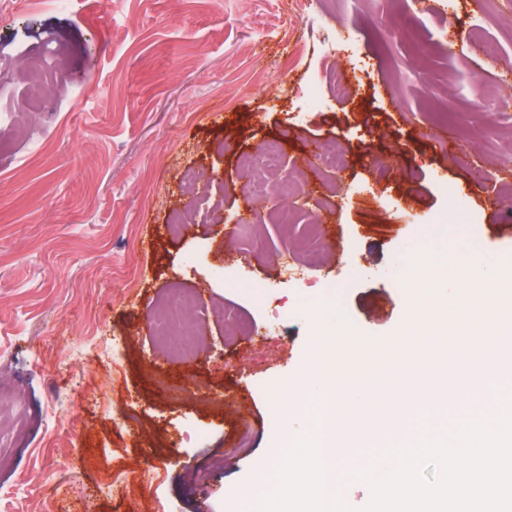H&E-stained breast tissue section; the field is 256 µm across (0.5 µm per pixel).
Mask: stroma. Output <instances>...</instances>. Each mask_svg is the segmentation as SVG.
Returning <instances> with one entry per match:
<instances>
[{
    "label": "stroma",
    "mask_w": 512,
    "mask_h": 512,
    "mask_svg": "<svg viewBox=\"0 0 512 512\" xmlns=\"http://www.w3.org/2000/svg\"><path fill=\"white\" fill-rule=\"evenodd\" d=\"M20 51L55 77L0 127V512L251 505L295 444L273 399L311 375L318 309L374 351L411 318L415 256L512 262V0H0L10 107ZM275 137L259 201L237 158ZM327 141L343 169L309 164ZM312 253L308 287L284 278ZM177 290L186 362L153 329Z\"/></svg>",
    "instance_id": "1"
}]
</instances>
